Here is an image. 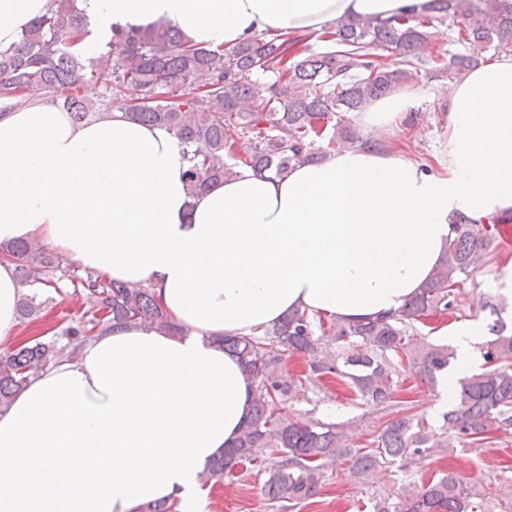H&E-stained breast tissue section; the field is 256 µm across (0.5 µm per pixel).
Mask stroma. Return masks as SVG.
<instances>
[{"instance_id": "stroma-1", "label": "stroma", "mask_w": 512, "mask_h": 512, "mask_svg": "<svg viewBox=\"0 0 512 512\" xmlns=\"http://www.w3.org/2000/svg\"><path fill=\"white\" fill-rule=\"evenodd\" d=\"M451 45L442 27L430 30L429 45L422 56L431 77L413 83L417 93L415 107L401 123L381 132L387 147L400 150L413 158L434 163L446 145L448 116L445 97L449 91L446 77L435 74L434 61L447 55ZM501 257L479 268L471 285L465 286L464 320L486 327L489 314L481 308L486 297L498 295L503 276L512 270V237L499 247ZM413 402L417 414L432 426H440L445 410L439 389L427 386L414 375H407L401 393ZM283 416L300 419L308 416L325 421H350L354 424L356 444L368 443L390 417V409L361 405L346 398L344 387H334L323 399L289 400L280 406ZM455 472L465 490L484 498L490 512H512V435L495 434L491 442L464 448H433L425 458L402 471L378 472L370 480H362L350 470L347 461L339 459L327 470L319 493L302 501L294 512H372L373 500L396 494L402 483L429 481L442 473ZM264 474L254 467L240 468L234 480H221L207 491L204 512H281L276 503L265 499L261 486Z\"/></svg>"}]
</instances>
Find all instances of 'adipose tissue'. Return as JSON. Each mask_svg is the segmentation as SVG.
I'll list each match as a JSON object with an SVG mask.
<instances>
[{
  "mask_svg": "<svg viewBox=\"0 0 512 512\" xmlns=\"http://www.w3.org/2000/svg\"><path fill=\"white\" fill-rule=\"evenodd\" d=\"M424 0H81L96 50L112 27L172 21L207 47L313 35L348 16L388 19ZM49 0H0V48ZM416 104L399 91L360 114L364 132ZM437 170L387 148L340 149L276 177L237 176L189 195L182 145L111 111L76 124L36 98L0 113V243L36 240L82 269L153 288L182 336L116 326L57 363L0 413V512H134L156 501L201 512L199 476L248 418L251 382L218 345L288 311L356 322L398 312L438 265L458 215L512 212V53L447 96ZM21 290L0 263V342ZM444 384L471 369L479 331L446 330Z\"/></svg>",
  "mask_w": 512,
  "mask_h": 512,
  "instance_id": "adipose-tissue-1",
  "label": "adipose tissue"
}]
</instances>
